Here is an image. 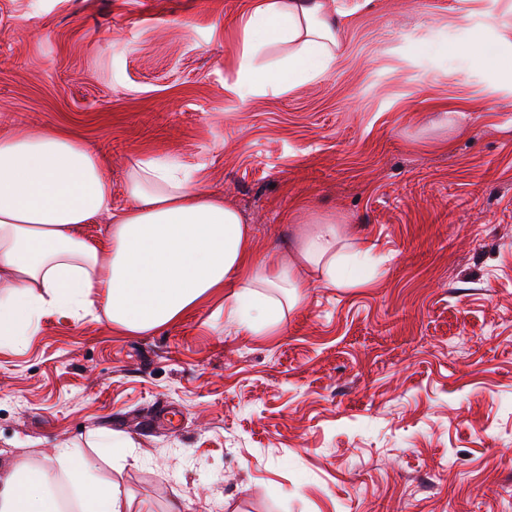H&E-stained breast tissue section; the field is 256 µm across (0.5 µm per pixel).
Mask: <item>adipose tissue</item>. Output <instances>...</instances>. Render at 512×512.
Instances as JSON below:
<instances>
[{"mask_svg":"<svg viewBox=\"0 0 512 512\" xmlns=\"http://www.w3.org/2000/svg\"><path fill=\"white\" fill-rule=\"evenodd\" d=\"M347 11L343 0H253L242 27L232 92L282 93L336 62ZM270 44L274 66L256 65ZM200 173L145 158L124 181L127 206L112 204L102 160L64 132L0 135V346L36 334L54 312L88 315L99 295L114 329L137 334L179 321L215 294L224 320L260 333L279 324L284 290L301 299L307 270L327 286H349L371 241L346 224L311 223L290 258H256L252 230L225 200L199 190ZM110 220L108 247L84 239L82 225ZM74 492V512H131L129 502L70 449L0 468V512H63L59 481Z\"/></svg>","mask_w":512,"mask_h":512,"instance_id":"1","label":"adipose tissue"}]
</instances>
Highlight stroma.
<instances>
[{"label":"stroma","instance_id":"35a3bbf8","mask_svg":"<svg viewBox=\"0 0 512 512\" xmlns=\"http://www.w3.org/2000/svg\"><path fill=\"white\" fill-rule=\"evenodd\" d=\"M347 4L335 67L243 98L251 0H0L1 133L72 135L116 206L137 158L200 169L267 261L314 218L374 244L262 336L220 295L45 316L0 347L1 465L73 449L133 512H512V0Z\"/></svg>","mask_w":512,"mask_h":512}]
</instances>
